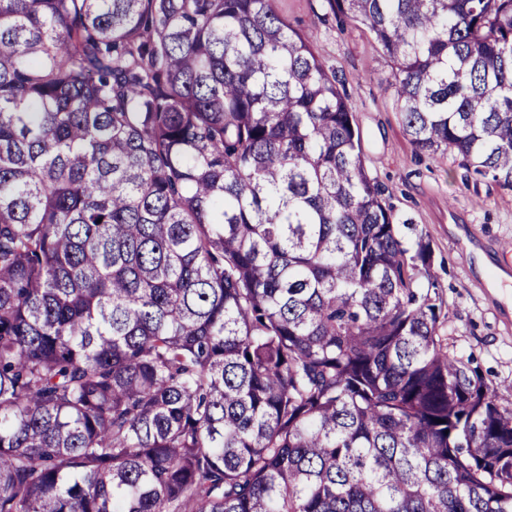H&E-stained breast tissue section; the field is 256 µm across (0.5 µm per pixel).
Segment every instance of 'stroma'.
<instances>
[{"label": "stroma", "mask_w": 512, "mask_h": 512, "mask_svg": "<svg viewBox=\"0 0 512 512\" xmlns=\"http://www.w3.org/2000/svg\"><path fill=\"white\" fill-rule=\"evenodd\" d=\"M279 14L336 72L363 136L365 165L398 220L432 250L420 283L442 303L439 334L512 404V190L473 183L454 156L417 153L397 112L391 66L370 33L339 25L325 0H276Z\"/></svg>", "instance_id": "obj_1"}]
</instances>
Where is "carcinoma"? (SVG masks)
<instances>
[{
  "label": "carcinoma",
  "instance_id": "cac0c4a2",
  "mask_svg": "<svg viewBox=\"0 0 512 512\" xmlns=\"http://www.w3.org/2000/svg\"><path fill=\"white\" fill-rule=\"evenodd\" d=\"M326 2L512 190V0ZM430 261L275 0H0V512H512Z\"/></svg>",
  "mask_w": 512,
  "mask_h": 512
}]
</instances>
